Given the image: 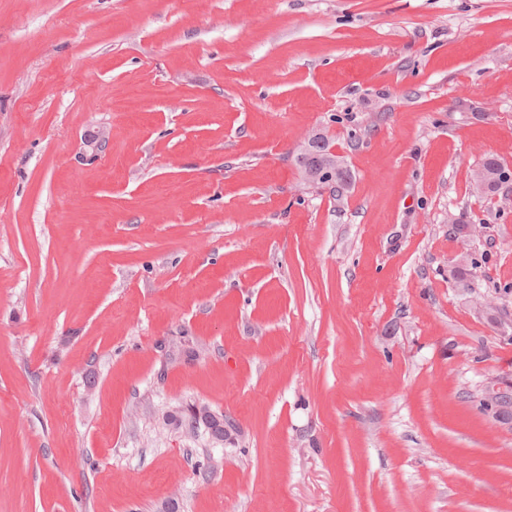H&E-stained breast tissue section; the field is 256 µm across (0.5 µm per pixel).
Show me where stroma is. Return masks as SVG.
Listing matches in <instances>:
<instances>
[{"mask_svg":"<svg viewBox=\"0 0 512 512\" xmlns=\"http://www.w3.org/2000/svg\"><path fill=\"white\" fill-rule=\"evenodd\" d=\"M489 156L512 0H0V512H512ZM303 178L312 184L346 183L348 171L336 155L330 152L325 137L316 134L308 141V144L296 158ZM330 171L331 180L325 181L321 173ZM503 166V164L496 158L488 157L483 162L479 170L475 173L473 182L471 184V191L474 193L479 188V182L486 183V189L482 195H492L497 193V188L494 182V175ZM190 414L192 416V420L186 425L181 426L183 431L195 434L201 423L206 425L210 422L207 428L209 429V433L212 438L216 441H220L221 438H224V432H226L224 429V420L213 421L224 418L223 412L218 413L213 411L206 405H196L192 407Z\"/></svg>","mask_w":512,"mask_h":512,"instance_id":"obj_1","label":"stroma"}]
</instances>
